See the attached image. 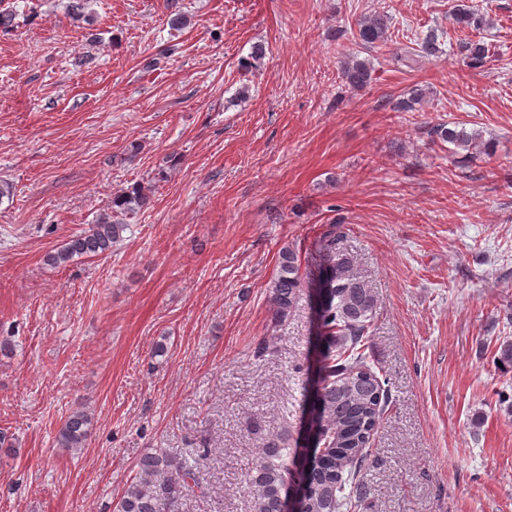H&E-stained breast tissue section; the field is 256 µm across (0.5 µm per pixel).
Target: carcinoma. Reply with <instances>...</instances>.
I'll return each instance as SVG.
<instances>
[{"label": "carcinoma", "mask_w": 512, "mask_h": 512, "mask_svg": "<svg viewBox=\"0 0 512 512\" xmlns=\"http://www.w3.org/2000/svg\"><path fill=\"white\" fill-rule=\"evenodd\" d=\"M451 20L462 30L491 26L490 20L464 5L458 6ZM389 29V17L374 13L359 21L357 38L362 45L374 47L388 41ZM460 53L466 67L480 69L487 62L489 46L482 38L467 39ZM341 75L348 87L359 90L371 83L372 68L367 60L350 57L342 62ZM422 100V90L415 88L396 103V111L414 112ZM434 135L448 144L453 155L475 149L482 139L480 131H469L457 122L436 125ZM150 202V193L136 185L112 198V212L131 214ZM126 229L120 219L107 214L48 253L45 262L65 267L77 257L105 255L122 240ZM322 250L326 273L319 289L321 336L307 400L306 451L313 453L314 464L296 476L306 490V512H352L367 496L371 461L365 448L386 411L389 395L367 353L378 306L375 291L357 271L353 258L340 251L336 230L328 233ZM300 287L298 255L285 248L271 285L275 321L288 318ZM91 422L85 406L73 409L58 430L56 446L69 451L85 447ZM290 454L298 456L288 451V440L272 439L245 473L254 495V512H284ZM200 489L197 464L162 451L148 453L139 460L114 512H179L182 501Z\"/></svg>", "instance_id": "cac0c4a2"}]
</instances>
